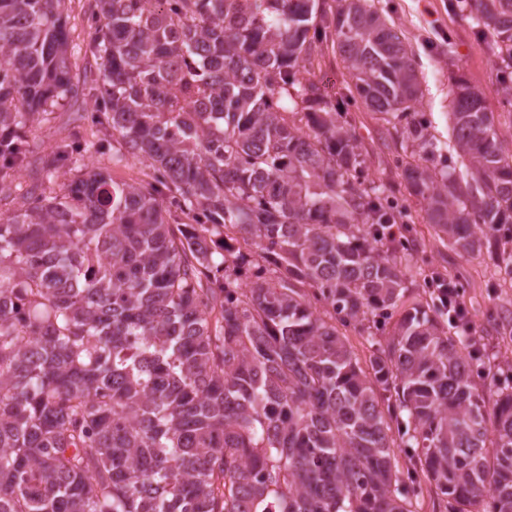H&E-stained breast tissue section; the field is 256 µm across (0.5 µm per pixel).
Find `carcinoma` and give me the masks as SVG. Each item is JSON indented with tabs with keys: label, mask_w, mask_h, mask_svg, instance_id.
Here are the masks:
<instances>
[{
	"label": "carcinoma",
	"mask_w": 512,
	"mask_h": 512,
	"mask_svg": "<svg viewBox=\"0 0 512 512\" xmlns=\"http://www.w3.org/2000/svg\"><path fill=\"white\" fill-rule=\"evenodd\" d=\"M334 2L95 0L93 121L153 183L89 171L47 197L95 147L66 144L0 216V512H414L419 473L452 512H512V364L486 366L435 290L393 320L411 254L388 231L409 214L294 68L335 39L462 258L512 225V153L458 77L448 171L403 35L369 0ZM61 3L0 0V195L27 130L75 93ZM455 7L512 105V0ZM366 321L387 336L362 364L337 326Z\"/></svg>",
	"instance_id": "1"
}]
</instances>
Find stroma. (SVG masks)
Returning a JSON list of instances; mask_svg holds the SVG:
<instances>
[{"instance_id": "stroma-1", "label": "stroma", "mask_w": 512, "mask_h": 512, "mask_svg": "<svg viewBox=\"0 0 512 512\" xmlns=\"http://www.w3.org/2000/svg\"><path fill=\"white\" fill-rule=\"evenodd\" d=\"M93 3L94 0H64L61 6L71 46L70 75L78 93L60 102L34 125L29 135L33 156H42L77 136L87 141L101 136L98 126L90 120L91 112L97 108V88L102 84V74L89 51L95 39ZM454 3L455 0H374L379 13L405 37L420 79L416 109L437 139L444 143L451 135L448 78L454 74L483 94L487 110L494 114L502 146L512 152V114L496 92L495 58L471 23L455 10ZM297 76L303 81L320 82L331 99L348 112L366 156V177L405 190L402 171L396 166L399 139L389 135L378 114L354 102V84L331 44H324L312 58L301 61ZM77 166L108 173L118 183L143 185L152 177L151 168L126 156L124 146L118 143H106L98 151L84 154ZM407 203L413 217L410 237L416 244L411 262L414 297L429 299L432 274L460 281L464 286L461 300L469 312L473 332L492 364L512 362V282L496 275V245L484 246L473 258H460L423 222L421 199L411 195ZM496 313L501 316L500 322L489 324L490 315Z\"/></svg>"}]
</instances>
